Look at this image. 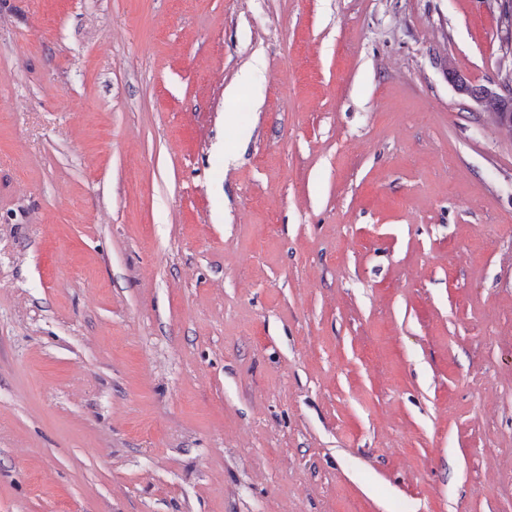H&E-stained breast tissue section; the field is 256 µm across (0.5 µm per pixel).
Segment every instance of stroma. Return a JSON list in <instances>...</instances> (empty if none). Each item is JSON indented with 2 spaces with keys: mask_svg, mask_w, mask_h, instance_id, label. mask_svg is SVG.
Listing matches in <instances>:
<instances>
[{
  "mask_svg": "<svg viewBox=\"0 0 512 512\" xmlns=\"http://www.w3.org/2000/svg\"><path fill=\"white\" fill-rule=\"evenodd\" d=\"M499 6L0 0V512H512ZM495 87L482 86L468 94L477 105L478 111L483 112L486 116L487 112H496L495 107H501L504 102L512 99V85L509 83H496L491 84ZM501 118H508L510 120H503L499 126H509L512 124V112L500 110L496 112Z\"/></svg>",
  "mask_w": 512,
  "mask_h": 512,
  "instance_id": "1",
  "label": "stroma"
}]
</instances>
